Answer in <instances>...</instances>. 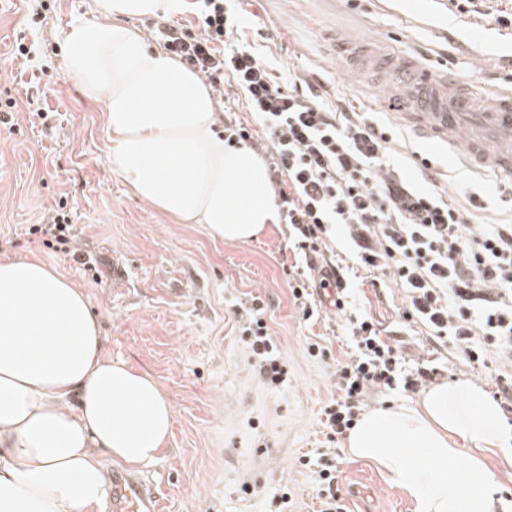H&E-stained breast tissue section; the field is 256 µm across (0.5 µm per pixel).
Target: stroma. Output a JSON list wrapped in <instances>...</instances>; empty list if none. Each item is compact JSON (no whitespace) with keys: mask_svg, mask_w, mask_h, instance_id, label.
<instances>
[{"mask_svg":"<svg viewBox=\"0 0 512 512\" xmlns=\"http://www.w3.org/2000/svg\"><path fill=\"white\" fill-rule=\"evenodd\" d=\"M248 31L261 56L290 72L303 91L350 112H369L396 142L393 161L420 180L411 156L427 157L451 198L468 189L482 201L470 223L512 220L489 174L453 165L423 143L410 120L392 110L400 89L373 78L363 59L380 53L417 60L433 75L452 74L483 97L512 89V28L457 16L449 0H250ZM29 0H0V98L20 106L0 123V257H34L83 289L101 326L105 355L150 374L173 405L164 454L144 468L163 512H319L316 482L301 458L331 452L348 512H414L412 500L344 443L328 444L323 407L336 395L332 363L310 357L319 343L346 360L353 341L338 314L322 305L303 320L288 288L293 255L288 227L276 224L246 243L210 239L143 203L110 163L100 105L66 74L63 35L92 20L91 0H50L40 23ZM30 58L15 55L16 44ZM37 98L50 116L29 115ZM72 215L82 262L52 252L29 229L50 223L58 205ZM355 311L393 331L410 360L432 361L440 379L466 378L493 393L497 380L432 346L400 319L404 293L373 286L362 274ZM265 320L288 364V378L267 387L243 340L246 313Z\"/></svg>","mask_w":512,"mask_h":512,"instance_id":"obj_1","label":"stroma"}]
</instances>
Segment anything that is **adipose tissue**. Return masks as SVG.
<instances>
[{"mask_svg": "<svg viewBox=\"0 0 512 512\" xmlns=\"http://www.w3.org/2000/svg\"><path fill=\"white\" fill-rule=\"evenodd\" d=\"M174 0H93L95 18L63 37L67 74L99 102L111 161L147 205L217 241L244 243L279 220L263 159L225 146L210 87L150 48L135 20ZM174 422L158 382L102 352L80 288L46 264L0 258V512H101V457L155 463ZM479 384L431 385L413 405L361 414L346 436L415 512H499L488 455L508 430Z\"/></svg>", "mask_w": 512, "mask_h": 512, "instance_id": "obj_1", "label": "adipose tissue"}]
</instances>
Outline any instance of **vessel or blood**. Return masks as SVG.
Here are the masks:
<instances>
[{
    "instance_id": "b4317fda",
    "label": "vessel or blood",
    "mask_w": 512,
    "mask_h": 512,
    "mask_svg": "<svg viewBox=\"0 0 512 512\" xmlns=\"http://www.w3.org/2000/svg\"><path fill=\"white\" fill-rule=\"evenodd\" d=\"M405 91L400 111L418 134L446 143L449 158H460L512 183V90L483 112L473 109L475 94L453 76L437 78L411 60L388 55L381 61ZM112 512H161V503L141 476L112 472Z\"/></svg>"
}]
</instances>
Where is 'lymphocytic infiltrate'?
<instances>
[{
  "mask_svg": "<svg viewBox=\"0 0 512 512\" xmlns=\"http://www.w3.org/2000/svg\"><path fill=\"white\" fill-rule=\"evenodd\" d=\"M197 26L153 25L164 49L219 96L243 94L252 124L228 121L225 144L262 138L271 146L268 170L283 189L276 198L292 251L310 267L341 242L378 279L393 278L407 305L404 322L469 364L495 366L497 398L512 404V224L468 223L460 206L390 169V140L363 112L329 107L280 84L242 31L236 0H190ZM314 277L295 273L288 288L303 319L314 308L311 287L349 288L338 264ZM355 344L337 363L336 396L323 408L326 438L335 442L355 425L372 392L417 393L436 368L407 367L398 348L369 315L336 299ZM259 377H286L270 328L253 313L244 330Z\"/></svg>",
  "mask_w": 512,
  "mask_h": 512,
  "instance_id": "lymphocytic-infiltrate-1",
  "label": "lymphocytic infiltrate"
}]
</instances>
